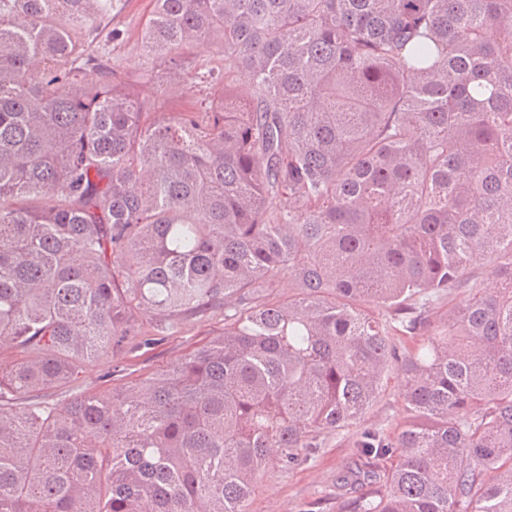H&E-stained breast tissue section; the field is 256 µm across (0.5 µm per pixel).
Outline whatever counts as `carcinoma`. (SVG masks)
<instances>
[{"label": "carcinoma", "mask_w": 512, "mask_h": 512, "mask_svg": "<svg viewBox=\"0 0 512 512\" xmlns=\"http://www.w3.org/2000/svg\"><path fill=\"white\" fill-rule=\"evenodd\" d=\"M152 2L162 80L224 53L162 119L85 57L114 0H0V512H247L393 371L348 512H512V0ZM216 307L169 368L33 400ZM192 61V74L198 76L213 73L218 76L220 84L224 81V56L222 50L214 44L203 43L189 50Z\"/></svg>", "instance_id": "obj_1"}]
</instances>
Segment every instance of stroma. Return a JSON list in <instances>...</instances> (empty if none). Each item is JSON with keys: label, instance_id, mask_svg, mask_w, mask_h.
<instances>
[{"label": "stroma", "instance_id": "stroma-1", "mask_svg": "<svg viewBox=\"0 0 512 512\" xmlns=\"http://www.w3.org/2000/svg\"><path fill=\"white\" fill-rule=\"evenodd\" d=\"M152 9L151 0H130L115 6L110 18L98 21L92 54L107 60L118 75L129 79L140 97L167 112L186 96L205 98L198 80L184 84L160 82L158 60L141 48V32ZM224 331V313L213 310L182 319L179 329L148 348L127 344L117 359L85 367L72 382L52 390L50 400L64 407L79 392H95L164 369ZM122 372L113 373L114 364ZM403 417L400 380L390 374L362 426L394 429ZM361 426V427H362ZM359 429V428H358ZM357 428L324 436L321 448L305 461L288 467L272 458L263 465L248 504L249 512H344L340 480L355 467L353 442Z\"/></svg>", "mask_w": 512, "mask_h": 512}]
</instances>
